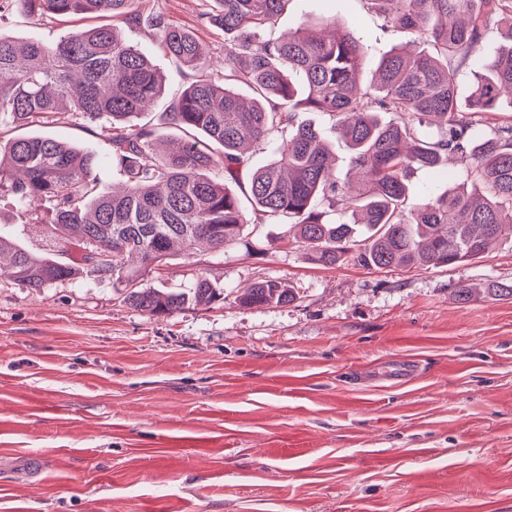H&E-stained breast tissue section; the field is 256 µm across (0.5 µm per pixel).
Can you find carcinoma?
I'll use <instances>...</instances> for the list:
<instances>
[{
  "mask_svg": "<svg viewBox=\"0 0 512 512\" xmlns=\"http://www.w3.org/2000/svg\"><path fill=\"white\" fill-rule=\"evenodd\" d=\"M134 0H0V13L26 16L108 15L137 21ZM202 18L224 31L222 74L214 73L196 34L153 16L161 50L191 70L169 105L170 124L190 136L159 154L156 131L131 118L163 94L154 61L107 25L83 27L46 43L0 36V123L32 126L60 115L104 119L112 128V159L124 186L102 184L98 157L48 136L0 141V191L25 212L51 205L59 255H36L0 232V275L38 290L83 275L110 279L125 300L151 316L187 304L209 305L224 292L201 279L186 291L142 288L145 273L200 241L212 248L241 239L247 224L295 228L314 264L354 261L368 269L452 266L480 257L493 241L512 239V120L494 117L512 95V0H372L387 26L430 45L431 53L395 48L382 56L374 83L358 75L368 48L330 19L326 35L299 27L264 36L285 0H210ZM508 25L509 45L487 65L482 39ZM473 80L461 97V72ZM249 88L246 100L237 87ZM326 115L350 149L359 184L330 167L328 142L304 118ZM436 128L432 136L426 128ZM266 147L270 159L251 164L244 147ZM471 161L458 185L412 200L407 181L418 169H439L448 156ZM251 206L246 216L241 198ZM461 302L511 297L512 285L455 290ZM299 298L291 285L252 284L243 306H278Z\"/></svg>",
  "mask_w": 512,
  "mask_h": 512,
  "instance_id": "cac0c4a2",
  "label": "carcinoma"
}]
</instances>
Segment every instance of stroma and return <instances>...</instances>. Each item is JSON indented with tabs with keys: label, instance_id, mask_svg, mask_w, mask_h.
Instances as JSON below:
<instances>
[{
	"label": "stroma",
	"instance_id": "35a3bbf8",
	"mask_svg": "<svg viewBox=\"0 0 512 512\" xmlns=\"http://www.w3.org/2000/svg\"><path fill=\"white\" fill-rule=\"evenodd\" d=\"M193 29L212 57L223 31L201 24L208 0H134ZM325 16L354 30L373 61L413 36L387 29L368 0H288L276 38ZM83 19L13 13L0 34L46 42ZM165 91L137 124L183 140L164 110L187 67L163 57L147 24H120ZM94 152L124 182L106 121L62 116L36 127ZM0 231L38 254L52 228L0 197ZM207 279L224 300L156 317L90 276L34 291L0 279V512H512V299L456 301L462 286L512 284V242L445 267L312 264L289 225L250 224L224 250L200 247L151 271L167 290ZM260 281L299 291L242 306ZM414 359L417 379L368 377Z\"/></svg>",
	"mask_w": 512,
	"mask_h": 512
}]
</instances>
